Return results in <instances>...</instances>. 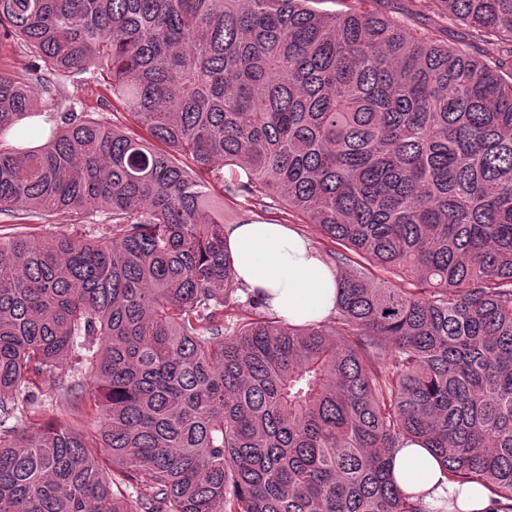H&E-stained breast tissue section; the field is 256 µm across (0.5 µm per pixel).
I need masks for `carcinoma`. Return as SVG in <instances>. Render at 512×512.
I'll return each instance as SVG.
<instances>
[{
  "instance_id": "1",
  "label": "carcinoma",
  "mask_w": 512,
  "mask_h": 512,
  "mask_svg": "<svg viewBox=\"0 0 512 512\" xmlns=\"http://www.w3.org/2000/svg\"><path fill=\"white\" fill-rule=\"evenodd\" d=\"M318 2L0 0V214L112 221L0 236V512H424L405 440L512 512V0H432L497 56ZM104 73L135 126L34 111ZM217 184L322 229L332 320L232 319ZM28 58L11 38H0V73L19 81L35 82V76L28 71Z\"/></svg>"
}]
</instances>
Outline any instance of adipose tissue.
Masks as SVG:
<instances>
[{
  "mask_svg": "<svg viewBox=\"0 0 512 512\" xmlns=\"http://www.w3.org/2000/svg\"><path fill=\"white\" fill-rule=\"evenodd\" d=\"M224 234L241 287L277 319L306 325L335 313L339 272L308 238L270 223L229 224ZM391 474L403 493L424 506L445 512H491L495 506L488 489L449 479L432 454L411 441L395 450Z\"/></svg>",
  "mask_w": 512,
  "mask_h": 512,
  "instance_id": "ef3b65f1",
  "label": "adipose tissue"
}]
</instances>
